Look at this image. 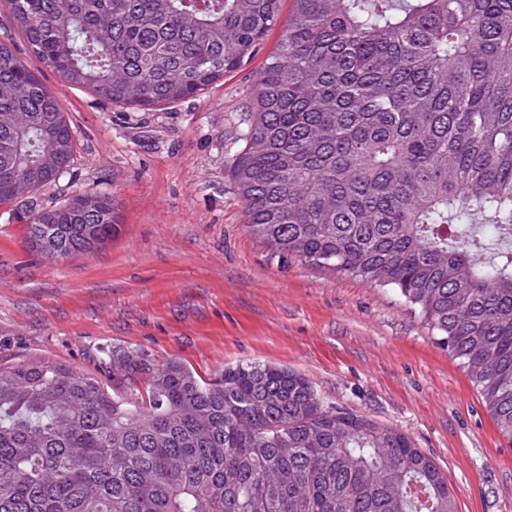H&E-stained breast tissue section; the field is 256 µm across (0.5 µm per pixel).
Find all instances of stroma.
Masks as SVG:
<instances>
[{"instance_id": "35a3bbf8", "label": "stroma", "mask_w": 512, "mask_h": 512, "mask_svg": "<svg viewBox=\"0 0 512 512\" xmlns=\"http://www.w3.org/2000/svg\"><path fill=\"white\" fill-rule=\"evenodd\" d=\"M279 36L201 96L144 111L66 85L0 0V40L40 72L73 131L70 166L41 190L43 206L104 193L120 221L91 252L48 262L0 208V366L54 359L106 382L119 351L205 378L241 363L286 366L324 405L406 431L447 473L459 512H512V438L418 311L393 288L278 263L245 226L229 169L253 75Z\"/></svg>"}]
</instances>
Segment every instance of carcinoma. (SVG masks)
I'll list each match as a JSON object with an SVG mask.
<instances>
[{
  "instance_id": "carcinoma-1",
  "label": "carcinoma",
  "mask_w": 512,
  "mask_h": 512,
  "mask_svg": "<svg viewBox=\"0 0 512 512\" xmlns=\"http://www.w3.org/2000/svg\"><path fill=\"white\" fill-rule=\"evenodd\" d=\"M7 3L67 84L153 109L248 66L280 0ZM251 100L230 170L249 232L395 289L512 437V0H294ZM73 151L55 92L0 41V207L45 257L117 231L109 195L38 204ZM112 373L0 367V512H458L408 433L287 367L202 378L118 352Z\"/></svg>"
}]
</instances>
